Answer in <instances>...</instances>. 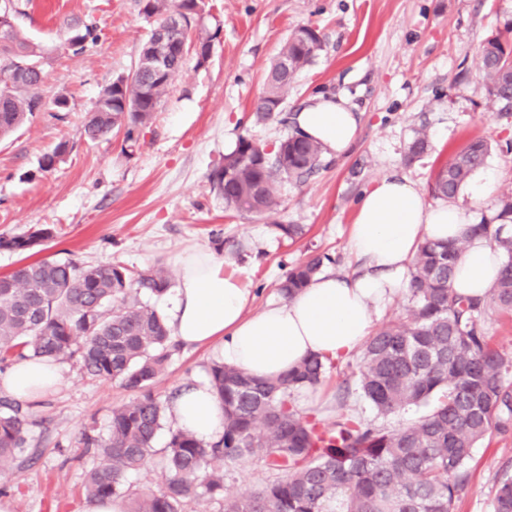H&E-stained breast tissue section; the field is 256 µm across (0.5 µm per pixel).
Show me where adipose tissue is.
Listing matches in <instances>:
<instances>
[{
    "mask_svg": "<svg viewBox=\"0 0 512 512\" xmlns=\"http://www.w3.org/2000/svg\"><path fill=\"white\" fill-rule=\"evenodd\" d=\"M298 130L342 156L354 143L358 118L344 99L312 98L297 117ZM467 211L452 202L430 203L407 178L388 174L360 197L349 245L359 261L350 274L317 276L293 297L250 315L249 293L239 278L206 249L176 256V288L163 299V318L173 339L186 346L218 342L224 363L264 378L280 376L311 355L344 359L370 335L373 314L409 282L411 262L427 240L464 241L452 286L481 298L493 287L501 258L486 237L470 232ZM58 364L23 359L0 374V391L32 400L56 386ZM178 426L199 440L224 434V405L209 383L185 388L172 406Z\"/></svg>",
    "mask_w": 512,
    "mask_h": 512,
    "instance_id": "obj_1",
    "label": "adipose tissue"
}]
</instances>
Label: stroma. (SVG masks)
Masks as SVG:
<instances>
[{
  "instance_id": "35a3bbf8",
  "label": "stroma",
  "mask_w": 512,
  "mask_h": 512,
  "mask_svg": "<svg viewBox=\"0 0 512 512\" xmlns=\"http://www.w3.org/2000/svg\"><path fill=\"white\" fill-rule=\"evenodd\" d=\"M206 19L216 30L209 61L187 55L160 106L139 129L135 147L112 133L92 141L86 115L104 87L131 72L155 26L140 0H31L19 24L50 52L43 84L45 108L0 139V237L52 230L26 251L0 249V275L45 258L85 265L111 262L136 272L163 264L178 279L176 255L198 248L217 253L225 274L250 291L248 313L280 301L286 272L315 254H331L332 272H351L348 249L356 202L389 173L428 189L434 171L469 139L494 149L481 175L493 178L489 198L456 196L473 222L490 220L512 190V112L490 111L479 76V47L512 22V0H212ZM97 23L96 43L78 56L63 46L72 20ZM316 27L323 47L292 81L280 116L256 121L253 104L266 68L289 31ZM67 95L68 107L54 101ZM318 94L343 97L359 119L357 139L340 158L300 186L277 182L281 205L265 216L228 211L210 182L240 138L269 148L292 133L293 118ZM429 148L414 162L404 156L415 130ZM68 151L55 169L40 161L59 143ZM284 224H299L296 238ZM214 347L184 348L154 385L161 397L207 378ZM58 386L25 402L29 448L8 473L0 496L14 512H86L85 472L93 461L84 434L107 436L114 407L132 399L119 383L85 374L73 360L60 363ZM343 372L294 393L297 407L324 421L336 418ZM471 479L457 512H493L498 481L512 477V428L472 450Z\"/></svg>"
}]
</instances>
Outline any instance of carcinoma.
Returning a JSON list of instances; mask_svg holds the SVG:
<instances>
[{
  "label": "carcinoma",
  "mask_w": 512,
  "mask_h": 512,
  "mask_svg": "<svg viewBox=\"0 0 512 512\" xmlns=\"http://www.w3.org/2000/svg\"><path fill=\"white\" fill-rule=\"evenodd\" d=\"M29 4L0 0V138L45 106L47 56L17 22ZM207 7L206 0H142L143 14L157 18L158 27L181 16L177 42L191 44L200 67L218 37L204 23ZM154 37L143 43L134 70L115 77L100 94L84 126L88 139L122 129L125 142H133L137 129L152 120L185 61L174 52L163 71L152 70ZM97 39V26L78 19L68 24L64 46L77 56ZM321 48L315 27L289 32L255 103L256 120L279 113L294 75ZM480 56L490 106L512 112V42L500 34L488 38ZM427 148V135L417 132L406 159L421 157ZM491 149L486 139L468 141L436 171L432 195L454 197ZM323 154L321 142L297 132L269 153L242 137L213 174V188L225 208L263 216L280 205L276 179L306 182L322 166ZM495 220L471 228L503 255L496 285L485 297H466L451 287L464 243L426 240L411 262L405 315L374 331L356 363H347L339 405L353 389L383 418L419 411L415 420L391 430L343 411L322 424L296 408L294 392L317 387L337 367L328 357L312 355L267 380L215 361L208 378L224 404L223 437L205 444L178 427L169 430L166 448L156 450L169 400L152 387L179 349L162 315L143 300L171 288L161 266L134 277L118 264L52 259L0 275V363L76 356L86 374L134 393L112 409L107 439L84 437L95 454L86 471L87 495L127 500L128 512H183L185 502L200 494L222 500L224 512H454L469 482L472 448L512 423V358L489 343L482 327L488 309L512 312V235L502 234L512 223V193L501 196ZM51 235V229L38 228L0 238V249L24 251ZM330 262L323 254L295 265L280 282V294L291 298ZM26 425L23 403L0 397V472L12 469L24 452ZM254 456L275 478L248 496L224 493V467ZM150 464L163 472V486L131 492L128 475ZM493 512H512V477L498 483Z\"/></svg>",
  "instance_id": "obj_1"
}]
</instances>
